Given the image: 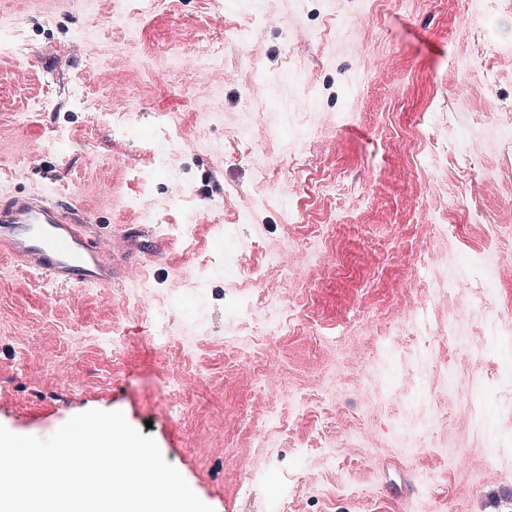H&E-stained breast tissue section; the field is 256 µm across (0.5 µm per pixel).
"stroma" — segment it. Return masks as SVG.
Segmentation results:
<instances>
[{"label":"stroma","instance_id":"1","mask_svg":"<svg viewBox=\"0 0 512 512\" xmlns=\"http://www.w3.org/2000/svg\"><path fill=\"white\" fill-rule=\"evenodd\" d=\"M112 7L0 0V29L25 45L21 57H0V193L65 187L93 237L111 240L117 266L137 270L110 289L67 287L51 300L42 276L0 262V426L45 438L74 415L122 412L214 512H272L288 472V512H512V450L488 455L463 405L476 359L512 363V340L487 348L481 310L448 293L449 280L478 263L496 308L512 311V243L487 234L512 225V133L498 112L512 107V71L480 63L483 38L512 52V10L488 11L485 0H165L124 32L112 27ZM255 9L263 27L249 44L229 39L221 81L169 68L166 47L199 39L208 15L229 11L243 27ZM256 57L268 80H254ZM298 65L308 85L286 79ZM105 69L128 95H113ZM76 74L87 92L80 106L68 92ZM201 104L212 123H202ZM100 111L126 113L132 138L90 126ZM159 112L173 113L181 134L170 165L147 147ZM435 112L448 121L430 140L448 152L428 158L417 120ZM305 126L315 142L302 140ZM59 127L74 134L62 153L48 147ZM242 127L255 132L245 149L230 136ZM255 156L296 186L298 221L263 194ZM22 161L27 180L6 178ZM146 169L153 177L143 184ZM213 171L223 193L206 191ZM175 181L192 189L179 209ZM139 196L144 207L131 206ZM217 203L229 221L252 214L239 229L251 260L278 258L257 286L297 313L261 359L224 349L239 322L223 267L204 280L197 273L199 258L224 252L211 224ZM331 214L343 225L329 234ZM421 269L433 321L455 322L464 342L438 346L424 380L381 348L420 301ZM158 304L168 307L166 352L152 340ZM116 325L127 329L117 355L103 348ZM446 363L457 373L451 392ZM172 378L187 399L180 416L163 391ZM291 388L307 393L309 413L254 448V422ZM438 408L447 423L410 460L405 450L418 441L395 428L399 411L421 425ZM318 440L335 449L336 465L314 450ZM261 455L256 479L243 462ZM425 472L440 481L425 483Z\"/></svg>","mask_w":512,"mask_h":512}]
</instances>
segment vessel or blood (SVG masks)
Segmentation results:
<instances>
[{"label":"vessel or blood","mask_w":512,"mask_h":512,"mask_svg":"<svg viewBox=\"0 0 512 512\" xmlns=\"http://www.w3.org/2000/svg\"><path fill=\"white\" fill-rule=\"evenodd\" d=\"M0 257L60 286L112 285V247L97 242L77 207L46 193L0 202Z\"/></svg>","instance_id":"obj_1"}]
</instances>
